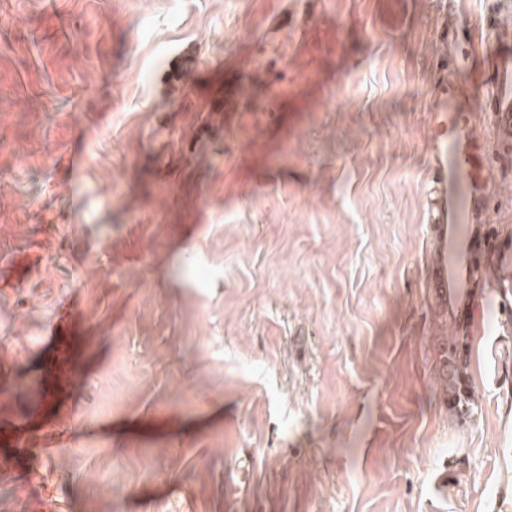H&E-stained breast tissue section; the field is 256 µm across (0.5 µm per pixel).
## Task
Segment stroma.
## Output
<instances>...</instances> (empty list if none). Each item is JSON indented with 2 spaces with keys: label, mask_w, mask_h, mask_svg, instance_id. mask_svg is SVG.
<instances>
[{
  "label": "stroma",
  "mask_w": 512,
  "mask_h": 512,
  "mask_svg": "<svg viewBox=\"0 0 512 512\" xmlns=\"http://www.w3.org/2000/svg\"><path fill=\"white\" fill-rule=\"evenodd\" d=\"M491 3L0 0V512H495L512 182L465 416L423 280L437 26Z\"/></svg>",
  "instance_id": "obj_1"
}]
</instances>
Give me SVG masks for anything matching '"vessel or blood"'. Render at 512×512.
<instances>
[{
    "instance_id": "b4317fda",
    "label": "vessel or blood",
    "mask_w": 512,
    "mask_h": 512,
    "mask_svg": "<svg viewBox=\"0 0 512 512\" xmlns=\"http://www.w3.org/2000/svg\"><path fill=\"white\" fill-rule=\"evenodd\" d=\"M441 79L433 92L430 160L425 180V221L432 253L424 279L432 302L447 305L454 333H473L487 292L485 265L503 239L491 216L500 183L512 177V0L478 21L452 11L440 26ZM484 54L490 71L469 93L455 70ZM460 192L449 196L448 180Z\"/></svg>"
}]
</instances>
